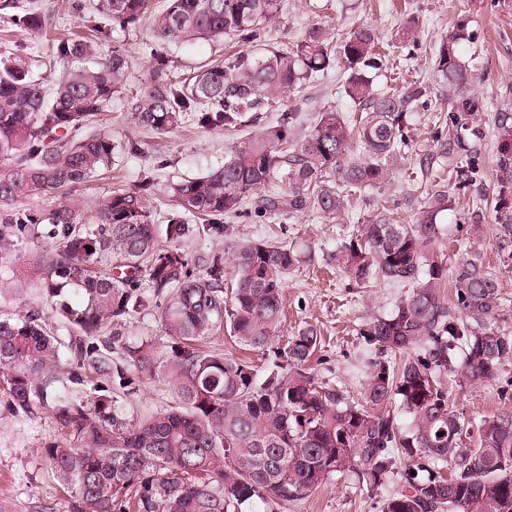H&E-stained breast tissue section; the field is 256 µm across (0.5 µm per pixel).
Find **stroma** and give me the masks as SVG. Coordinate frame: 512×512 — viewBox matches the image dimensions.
<instances>
[{
	"label": "stroma",
	"instance_id": "obj_1",
	"mask_svg": "<svg viewBox=\"0 0 512 512\" xmlns=\"http://www.w3.org/2000/svg\"><path fill=\"white\" fill-rule=\"evenodd\" d=\"M84 2L86 8L78 14L72 8L73 0H38V7L56 18L55 27L42 32L18 29L0 17V53L18 55L33 78L48 84L55 82L63 72V64L56 57L59 39L72 31L87 30L89 21L99 18L92 7L94 0ZM307 2L285 0L283 13L265 25L268 42L277 45L295 41L307 26L318 21L335 27L341 35L354 23L369 21L385 46L386 57L372 73L377 88L383 91L392 88V63L401 57L406 60V79L432 83L431 57L441 37L458 24L466 25L471 32L473 41L466 46L464 57L476 77L474 90L483 105L485 136L477 154L481 177L444 216L437 250L450 263L466 251L482 252L485 264L502 281V299L494 324L512 335V271L506 270L496 255L494 212L475 209L479 193L492 192L495 182L496 114L512 108V0H336L334 9L320 15L311 13ZM413 19L418 22L417 41L405 49L394 43L393 36L398 27ZM149 42L146 28L127 31L116 27L97 36L96 48L103 59L116 49L127 54L131 63L127 84L133 89L148 78ZM166 53L174 70L187 74L203 63L222 62L231 50L225 42L200 40L182 47L168 46ZM345 84L343 72L336 71L288 93L282 108L297 110L296 136H303L323 109H351ZM131 112L129 97L121 93L96 123L97 129L109 134L119 147L109 170L72 191L33 196L27 199V206L50 210L70 202L88 208L94 198L147 179L153 184L152 220L161 225L172 208L165 192L167 185L221 167L237 138L233 132L200 128L189 116L172 133L158 135L137 126ZM434 133L431 113H417L409 150L391 184L362 192L336 217L309 207L291 217L253 215L232 221L233 241L292 244L307 252L308 262L300 264L285 280L283 332L288 335L294 328L313 325L322 337V347L313 361L316 374L320 380L354 396L366 378L369 361L368 354L358 346L356 331L370 315L389 312L407 289L376 280L359 286L350 284L345 274L326 265L325 258L357 224L377 210L385 208L396 219L408 220V194L424 189L422 180L416 177V158L431 146ZM131 141L138 143V153L128 152L126 145ZM58 301L35 288H15L10 275L0 276V313L38 312L54 334L67 339L73 331L59 321ZM171 401L163 379L148 377L138 395L124 400L123 408L126 416L135 421L167 408ZM449 405L475 425L502 409H512V363L503 366L485 386L450 388ZM62 433L49 409L15 408L8 394L0 390V496L9 497L16 512H68V495L53 479L42 456L43 449L61 438ZM399 486L395 475L383 488L370 490L354 474H338L304 500L290 503L287 512H382L384 500Z\"/></svg>",
	"mask_w": 512,
	"mask_h": 512
}]
</instances>
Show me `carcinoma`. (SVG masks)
<instances>
[{
    "label": "carcinoma",
    "instance_id": "cac0c4a2",
    "mask_svg": "<svg viewBox=\"0 0 512 512\" xmlns=\"http://www.w3.org/2000/svg\"><path fill=\"white\" fill-rule=\"evenodd\" d=\"M282 9L283 0H166L152 12L150 0H96V11L123 30L138 29L147 16L153 35L174 45L229 38L245 46L183 79L168 57L153 55L132 109L136 124L158 134L188 114L202 128L236 130L255 122L250 112L258 105L278 103L296 85L338 64L347 73L345 93L356 115L328 108L298 139L297 113L283 112L239 138L221 168L170 184L164 244L147 184L98 200L91 221L75 203L47 214L12 207L111 166L112 137L87 128L122 92L127 55L114 50L98 62L94 39H62L56 53L70 67L50 89L17 59L0 57V163L7 165L0 175V273L19 272L16 242L44 225L55 243L39 258L37 287L50 297L66 288L81 297L59 305L61 321L80 334L73 344L47 331L35 313L0 314V384L15 406L49 407L67 429L43 454L70 493L69 512H284L338 473L380 487L401 456L410 464L385 512H512V410L479 424L476 445L467 448L462 436L471 423L448 404V375L477 388L512 362V336L492 325L502 294L498 276L475 249L451 267L436 250L442 214L478 177L481 102L462 60L463 45L472 42L465 26L435 47L433 81L448 95V121L419 159L421 175L446 167L448 178L428 183L410 223L379 211L328 256L355 285L376 279L411 288L358 330L362 351L404 355L399 363L371 359L358 398L314 375L310 359L321 343L315 327L303 325L277 343L282 288L301 251L261 241L233 245L237 280L226 301L224 257L213 256L201 275L178 247L192 230L229 238L233 227L224 220L246 215L252 199L264 214L289 216L310 205L338 214L352 196L389 180L391 163L410 143L412 114L436 111L428 84L375 89L368 71L380 62L378 35L368 23L342 37L312 26L289 46L252 51L263 24ZM0 15L28 31L53 25L50 13L20 0H0ZM495 126V189L480 202L496 213L497 249L512 269V113H497ZM278 180L285 183L278 193L259 194ZM193 219L204 223L192 226ZM108 259L110 268L99 269ZM448 280L458 314L437 292ZM151 308L165 345L121 332L133 314ZM105 323L113 331L104 346L119 348L117 362L100 354ZM221 328L252 350L273 352L264 376L247 360L201 345ZM69 354L72 382L84 383L80 369L87 364L103 376L85 401L53 386ZM147 374L164 378L173 405L133 421L119 399L137 394Z\"/></svg>",
    "mask_w": 512,
    "mask_h": 512
}]
</instances>
